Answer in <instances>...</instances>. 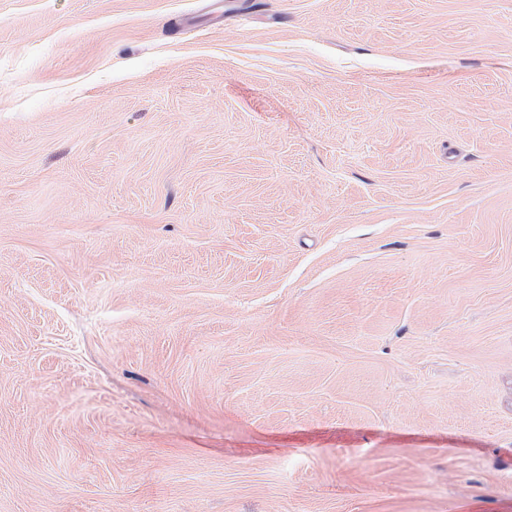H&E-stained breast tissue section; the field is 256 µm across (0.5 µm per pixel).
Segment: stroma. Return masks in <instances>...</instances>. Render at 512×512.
I'll list each match as a JSON object with an SVG mask.
<instances>
[{"label":"stroma","mask_w":512,"mask_h":512,"mask_svg":"<svg viewBox=\"0 0 512 512\" xmlns=\"http://www.w3.org/2000/svg\"><path fill=\"white\" fill-rule=\"evenodd\" d=\"M0 0V512H512V0Z\"/></svg>","instance_id":"35a3bbf8"}]
</instances>
